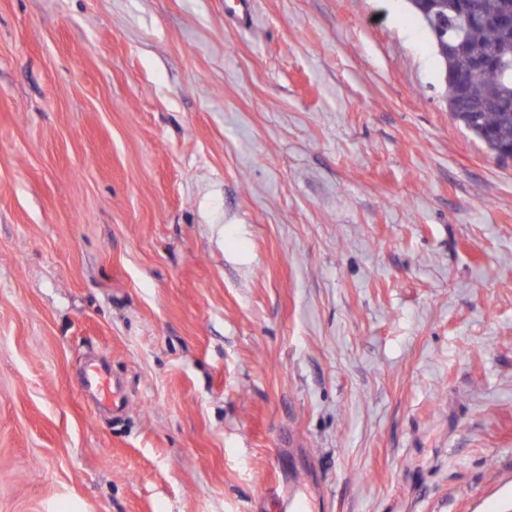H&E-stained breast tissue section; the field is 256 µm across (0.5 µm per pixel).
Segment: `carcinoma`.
<instances>
[{
	"instance_id": "carcinoma-1",
	"label": "carcinoma",
	"mask_w": 512,
	"mask_h": 512,
	"mask_svg": "<svg viewBox=\"0 0 512 512\" xmlns=\"http://www.w3.org/2000/svg\"><path fill=\"white\" fill-rule=\"evenodd\" d=\"M427 30L445 82L448 112L498 160L512 159V0H408Z\"/></svg>"
}]
</instances>
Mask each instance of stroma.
<instances>
[{"instance_id": "35a3bbf8", "label": "stroma", "mask_w": 512, "mask_h": 512, "mask_svg": "<svg viewBox=\"0 0 512 512\" xmlns=\"http://www.w3.org/2000/svg\"><path fill=\"white\" fill-rule=\"evenodd\" d=\"M224 3L0 0V512H512V162L405 0ZM81 388L87 394H100L103 392L110 395L111 392L113 406L115 408H122L124 406V400L119 396L114 384H112V391H109L106 371L103 368L90 366L81 381Z\"/></svg>"}]
</instances>
